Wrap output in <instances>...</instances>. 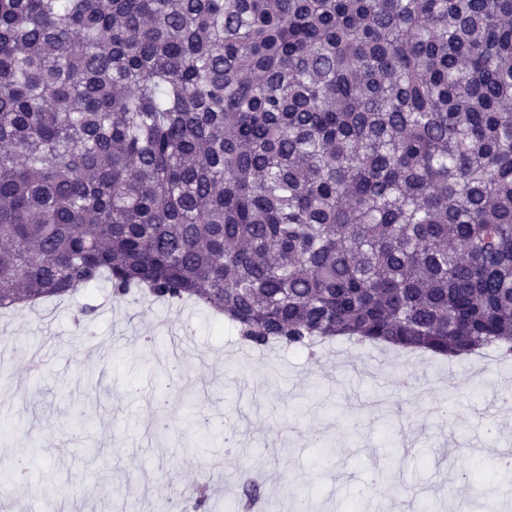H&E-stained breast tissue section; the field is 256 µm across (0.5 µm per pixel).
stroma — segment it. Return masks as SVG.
<instances>
[{
  "label": "stroma",
  "mask_w": 512,
  "mask_h": 512,
  "mask_svg": "<svg viewBox=\"0 0 512 512\" xmlns=\"http://www.w3.org/2000/svg\"><path fill=\"white\" fill-rule=\"evenodd\" d=\"M86 304L95 311L78 319ZM192 339L188 390L171 389L170 427L156 434L157 385L170 328ZM0 474L19 454L31 492L0 512H153L173 489L224 459L226 512L243 475L288 512L292 477L306 476L317 512H500L512 447V359L489 350L461 361L372 349L346 340L310 356L291 348L236 357L233 328L203 308H173L107 286L68 300L0 311ZM95 416L79 427L77 412ZM482 472V487L465 481ZM450 487L448 496L437 485Z\"/></svg>",
  "instance_id": "35a3bbf8"
}]
</instances>
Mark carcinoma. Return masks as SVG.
Returning a JSON list of instances; mask_svg holds the SVG:
<instances>
[{
	"mask_svg": "<svg viewBox=\"0 0 512 512\" xmlns=\"http://www.w3.org/2000/svg\"><path fill=\"white\" fill-rule=\"evenodd\" d=\"M101 284L511 358L512 0H0V308Z\"/></svg>",
	"mask_w": 512,
	"mask_h": 512,
	"instance_id": "cac0c4a2",
	"label": "carcinoma"
}]
</instances>
